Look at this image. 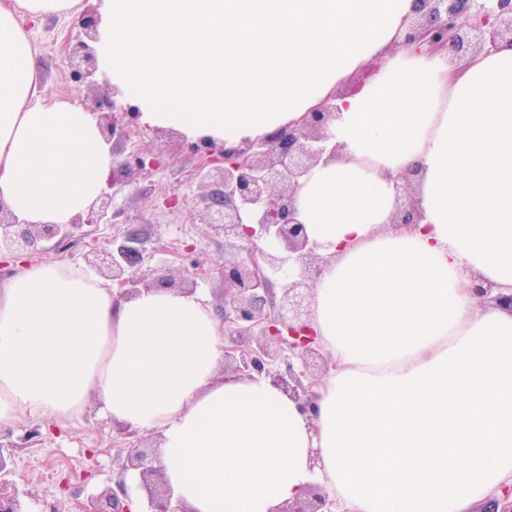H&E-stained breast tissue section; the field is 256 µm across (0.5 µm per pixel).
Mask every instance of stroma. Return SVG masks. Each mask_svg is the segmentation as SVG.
<instances>
[{
	"instance_id": "stroma-1",
	"label": "stroma",
	"mask_w": 512,
	"mask_h": 512,
	"mask_svg": "<svg viewBox=\"0 0 512 512\" xmlns=\"http://www.w3.org/2000/svg\"><path fill=\"white\" fill-rule=\"evenodd\" d=\"M29 32L43 95L74 98L63 46L68 37L78 34L77 18L46 17L30 24ZM133 149L158 157L160 165L119 176L111 223L84 225L60 243H39L37 250L27 254V261L82 267L90 248L119 245L133 232L144 255L140 273L145 281L163 274L178 280L183 272H192L195 288L203 289L216 319H223L221 270L225 260L241 258L243 252L239 244L225 242L223 235L196 218L199 198L206 191L198 174V154L188 148L183 134L142 126L113 137L114 163H121ZM172 194L178 195L179 203L170 208L164 198ZM0 439L15 445L11 490L27 500L33 512H48L52 507L76 512L79 504L113 487L120 476L122 445L94 398L71 420L0 423Z\"/></svg>"
}]
</instances>
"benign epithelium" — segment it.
I'll use <instances>...</instances> for the list:
<instances>
[{
	"label": "benign epithelium",
	"instance_id": "1",
	"mask_svg": "<svg viewBox=\"0 0 512 512\" xmlns=\"http://www.w3.org/2000/svg\"><path fill=\"white\" fill-rule=\"evenodd\" d=\"M419 24L407 29L398 46H427L436 52L450 47L476 51L505 40L512 43V0H414ZM81 33L69 41L65 63L74 81L89 87L96 85L98 73L95 9L84 11ZM95 115L102 138L109 142L117 131V116L137 120L132 106H123L109 95H100L84 104ZM336 117L334 108L324 105L309 112L296 126L278 128L260 141H246L242 146L226 150L214 141L192 150L201 154L199 166L209 192L200 214L202 223L211 226L228 241L246 243L247 258L224 262V368L231 376L224 381L263 377L303 412H315L314 388L323 377L312 360L320 357L316 336L310 327V264L327 258L317 253L310 242L305 225L297 219L295 193L300 179L325 155L328 129ZM158 166L156 159L145 160L134 150L121 163L124 170ZM415 172L403 175L399 186L398 205L392 223L414 228L422 214L413 195ZM115 181L107 177L99 195L86 212L68 224H29L18 219L0 200V254L28 253L40 241H60L73 237L82 224H107L112 206ZM88 265L112 271L121 294L132 297L141 290L173 287L172 278L162 275L152 284L143 283L139 275L142 254L128 238L115 249L91 248L85 254ZM298 265L299 272L283 288L278 310L263 312L271 292L268 272L281 271L287 262ZM477 302L512 311V293L505 294L494 284L479 277L470 285ZM300 361L294 367L290 358ZM122 439L134 438L136 444L124 449L125 469L139 476V488L146 499L145 512H191L186 503L173 500L164 479L157 447L146 446L139 431L113 422ZM12 455L0 453V512H30L14 494L7 491V476L13 473ZM327 499L322 489L310 486L304 496L282 504L276 512H326ZM78 512H132L124 483L118 491L105 489L79 505Z\"/></svg>",
	"mask_w": 512,
	"mask_h": 512
}]
</instances>
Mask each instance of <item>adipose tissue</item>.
Masks as SVG:
<instances>
[{
	"label": "adipose tissue",
	"mask_w": 512,
	"mask_h": 512,
	"mask_svg": "<svg viewBox=\"0 0 512 512\" xmlns=\"http://www.w3.org/2000/svg\"><path fill=\"white\" fill-rule=\"evenodd\" d=\"M82 0H0V199L31 224L87 210L112 166L97 120L43 97L28 23ZM413 0H102L100 72L147 128L225 147L323 104L336 157L296 191L328 255L310 325L332 367L307 417L267 380L222 383L224 327L205 297H117L62 263L0 286V423L51 422L98 398L162 437L192 512H276L314 483L345 512H473L512 488V44L452 65L393 50ZM358 92L339 87L369 60ZM419 174V228L395 229ZM415 173V171L409 172L401 178L403 184L399 186L397 210L392 220V224L396 227L415 228L421 224L422 214L412 192ZM471 281L470 288L477 302L512 311V293L505 294L494 284L479 277H473Z\"/></svg>",
	"instance_id": "obj_1"
}]
</instances>
